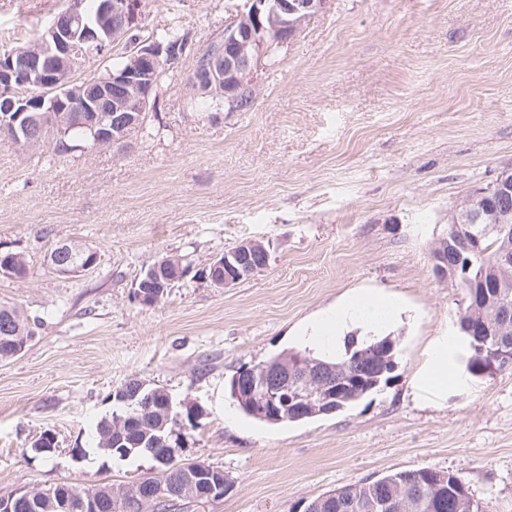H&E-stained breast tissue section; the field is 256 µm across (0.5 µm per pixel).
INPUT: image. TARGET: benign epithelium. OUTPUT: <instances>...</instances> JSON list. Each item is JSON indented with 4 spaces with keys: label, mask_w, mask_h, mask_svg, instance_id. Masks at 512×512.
I'll use <instances>...</instances> for the list:
<instances>
[{
    "label": "benign epithelium",
    "mask_w": 512,
    "mask_h": 512,
    "mask_svg": "<svg viewBox=\"0 0 512 512\" xmlns=\"http://www.w3.org/2000/svg\"><path fill=\"white\" fill-rule=\"evenodd\" d=\"M330 0H246L245 9L232 15L224 32L214 37L195 56L185 94L221 99L228 110L237 109L239 93L256 89L254 70L268 49L284 47L301 32L305 22L327 8ZM140 0H99L87 10L85 0H69L67 8L26 46L0 50V131L16 137L28 148L40 149L60 142L71 125L86 130L95 146L122 145L127 136L145 123L151 104L159 94L166 61L177 62L185 53L188 40L162 41L144 35ZM123 49L117 67L81 80L74 74L92 57L109 58L114 48ZM489 193L512 198V164L497 179L472 191L448 216V226L457 228L483 225L471 234L470 243L479 248L491 233L503 234L512 220L511 212H488L483 200ZM69 261L58 264L63 275H74L92 268L97 259L82 263L73 258L93 253L89 248L67 246ZM239 267L218 263L226 271L219 286L228 288L244 277L262 272L269 264V253L258 241L238 245ZM512 265V251L503 248L491 263L485 288H497L499 270ZM438 274L459 287L467 281L461 262L436 267ZM342 384L336 370L302 355L264 369L263 381L249 390L262 412L317 411ZM206 475L198 468L187 474L179 495L203 498L209 495ZM39 497L52 502L56 512H99L95 495L76 496L60 487L24 490L0 497V512H18Z\"/></svg>",
    "instance_id": "7a95c632"
}]
</instances>
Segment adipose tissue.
I'll use <instances>...</instances> for the list:
<instances>
[{"label":"adipose tissue","mask_w":512,"mask_h":512,"mask_svg":"<svg viewBox=\"0 0 512 512\" xmlns=\"http://www.w3.org/2000/svg\"><path fill=\"white\" fill-rule=\"evenodd\" d=\"M403 313L399 304L374 295H364L339 303L330 314L306 326L303 337L319 346H338L344 330L351 325L370 332L398 321Z\"/></svg>","instance_id":"adipose-tissue-1"}]
</instances>
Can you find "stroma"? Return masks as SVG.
Instances as JSON below:
<instances>
[{"instance_id": "35a3bbf8", "label": "stroma", "mask_w": 512, "mask_h": 512, "mask_svg": "<svg viewBox=\"0 0 512 512\" xmlns=\"http://www.w3.org/2000/svg\"><path fill=\"white\" fill-rule=\"evenodd\" d=\"M245 0H143L146 33L189 34L143 127L124 147L58 154L0 136V303L35 320L0 360V495L62 482L119 488L150 458L118 460L92 428L136 378L201 415L180 457L232 486L189 512H300L345 484L431 467L452 472L485 512H512V371L464 370L462 291L434 268L448 213L512 164V0H331L268 53L253 101L208 110L186 98L195 54ZM67 0H0V49L36 40ZM267 269L228 288L210 262L245 241ZM93 249L67 276L58 245ZM188 272L153 305L135 292L156 257ZM375 292L409 318L387 387L330 416L267 424L241 413L240 368L309 348L300 329L348 296ZM448 341V389L412 384ZM56 445L41 453L43 432Z\"/></svg>"}]
</instances>
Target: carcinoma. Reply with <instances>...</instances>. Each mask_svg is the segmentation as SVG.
<instances>
[{
  "mask_svg": "<svg viewBox=\"0 0 512 512\" xmlns=\"http://www.w3.org/2000/svg\"><path fill=\"white\" fill-rule=\"evenodd\" d=\"M506 239L512 243V233L506 238L491 235L483 239L481 248L476 252L465 251L463 241L453 240L446 252L450 260L461 253L464 260L470 262L468 276L472 285L463 288L464 298L459 307L458 325L468 348L466 370L474 377L487 375L488 367L500 351L512 349V288L499 290L498 313L495 314L494 323L485 329V335L471 336L465 328L471 322L469 308L477 298L476 285L480 284L484 269L494 260ZM158 263L161 265V276L154 279L151 270L144 271L138 288L156 292L166 290L188 271L181 260H173L169 256L159 259ZM33 336L34 331L25 317L17 320V325L13 326L8 335L0 329V359L14 357L17 348L30 342ZM389 341L391 338L388 336H374L362 342L352 338L347 342L344 354L334 359L320 358V361L329 365L348 369V376L345 377L347 388L334 401L330 413L334 414L389 385L392 379L390 372H381L384 356L381 345ZM281 358L279 354L247 370L239 369L236 371L238 378L232 377L229 380V390H234L237 379L244 383L255 382L262 368L275 365ZM149 393L152 394V402L141 404V400ZM165 397L164 390L145 387L142 381L133 379L113 394L116 409L112 411V416L101 419L95 426L98 448L119 458L144 454L153 461V472L120 491L129 500L130 508L127 512H179L195 502L193 497L169 496L153 501L145 509L140 508L137 502L152 487L161 485L165 489L177 488L185 480L187 465L179 459L184 437L180 428L185 425L194 426L201 411L194 405H187L179 409V418L170 419L159 412ZM194 466L207 471L213 481L224 485L223 490L204 498V501L223 498L224 491L230 487L224 470L204 461H196ZM419 473V469L396 472L375 480L357 481L339 487L337 501L326 504L322 512H458L457 498L461 496L466 497L465 512H482V507L471 497L466 483L457 475L446 472V485L439 495L429 486L418 483Z\"/></svg>",
  "mask_w": 512,
  "mask_h": 512,
  "instance_id": "cac0c4a2",
  "label": "carcinoma"
}]
</instances>
